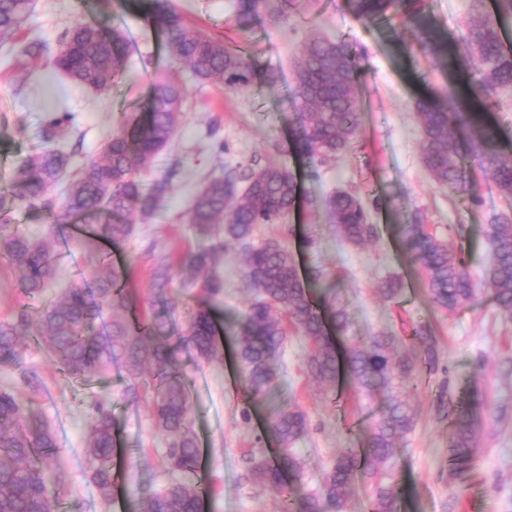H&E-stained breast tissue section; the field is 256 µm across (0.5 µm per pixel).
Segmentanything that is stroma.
Segmentation results:
<instances>
[{
    "label": "stroma",
    "instance_id": "35a3bbf8",
    "mask_svg": "<svg viewBox=\"0 0 512 512\" xmlns=\"http://www.w3.org/2000/svg\"><path fill=\"white\" fill-rule=\"evenodd\" d=\"M174 3L189 20L250 56L251 85L238 91L219 83L198 84L184 65L168 56L138 0H34L22 25L27 37L54 48L78 22L123 28L132 40L129 67L134 78L106 91L60 80L56 83L60 95L51 100L41 77L14 69L7 48H0V188L9 183L22 159L42 148L38 130L49 112L73 116L70 136L60 147L70 152V167L76 170L99 156L125 117L146 104L154 73L178 75L186 86L180 126L144 171L146 181L168 179L169 190L153 213L136 217L127 239L110 248L114 264L127 262L135 270L136 309L150 306L148 250L208 246V238L189 224L187 212L191 199L209 179L229 166L288 167L300 176V206L284 223L259 225L256 239L280 243L300 271L323 272L315 287L318 301L331 306L342 303L350 313L341 346L365 342L382 330L408 339L422 324L431 325L439 340V371L418 387L402 390L417 420L414 430L397 442L395 471L401 490L397 512H512V318L501 313L486 285L477 304L453 312L435 308L426 298L422 278L410 270L400 233L402 225L419 221L452 243L456 240L452 226L475 229L512 212V205L483 174L480 156L466 159L481 197L475 205L468 192L451 191L434 181L420 155L415 101L432 98L460 108L463 87L477 77L475 65L452 74L438 70L430 58L406 52L405 43L413 39L412 23L400 18L355 22L351 0H298L279 23L262 17L245 32L235 25L236 0ZM493 10V0H428L426 8L457 48L470 16ZM314 31L348 43L361 64L355 86L358 134L347 151L317 166L308 164L296 149L291 104L300 46ZM219 140L224 143L220 150L215 147ZM337 190L354 193L369 205L378 200V207L370 205L369 210L371 223L379 229L373 242L353 246L339 238L324 205L325 196ZM68 245L44 301L57 299L62 289L73 284L90 282L95 273L82 238L69 237ZM218 273L224 293L212 303L214 319L229 336L251 297L239 245L225 246ZM390 275L400 277L404 287L398 297L387 300L377 288ZM223 349L225 357L219 363L184 360L191 420L201 448L196 478L211 488L202 512H281L283 489L256 485L249 477L252 457L277 453V442L265 433L266 409L252 404L230 354L229 339ZM307 354L304 337L289 333L281 358L282 376L288 383L284 395L309 415V432L297 448L306 463V483L314 490L340 449L356 443L358 424L378 411L381 402L339 398L310 378ZM30 372L39 376L41 390L26 385L24 376ZM446 378L459 392L481 382L488 401L481 445L459 479L449 476L448 423L433 405ZM1 387L27 396L56 434L60 462L56 512H133L138 484L147 482L156 490L166 484V438L157 430L150 406L126 395L123 369L75 380L50 361L44 345L32 341L19 367L0 373ZM101 397L112 401L125 457L116 468L117 489L108 504L90 479L84 455L88 412Z\"/></svg>",
    "mask_w": 512,
    "mask_h": 512
}]
</instances>
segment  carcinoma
<instances>
[{
  "mask_svg": "<svg viewBox=\"0 0 512 512\" xmlns=\"http://www.w3.org/2000/svg\"><path fill=\"white\" fill-rule=\"evenodd\" d=\"M31 0H0V39L11 42L10 52L18 65L41 62L57 75L97 91L132 79L127 66L130 42L126 31H104L94 22L73 25L51 50L44 41L13 40L29 12ZM147 13L161 31L168 54L185 64L201 83L219 82L241 90L254 77L249 55L186 23L172 0H146ZM294 0H238L237 26L251 28L256 15L265 11L275 20L285 16ZM425 0H353L358 20L383 17L387 12L420 24L408 48L430 57L450 73L467 59L479 61V77L466 95L482 103L498 90L512 87V50L499 36L498 22L512 19V0H496V15H473L467 22L464 45L467 56L455 52L439 28L424 12ZM356 56L341 40L318 33L302 44L296 67L293 126L297 150L313 162H326L344 152L359 128L354 85ZM184 90L168 74L151 83L146 108L133 112L106 142L100 157L89 160L72 178L65 195H51L59 177L70 164V155L55 147L73 120L68 113L45 119L40 137L45 147L23 160L12 172L11 194L0 195V211L18 199L28 207L56 214V223L45 226L43 238L0 222V256L19 271L18 288L25 297L38 299L57 271L62 257L58 223L74 215L107 211L133 217L153 212L167 190L164 180L147 183L143 170L148 159L160 153L176 132L183 112ZM422 127V161L440 184L457 190L473 178L457 164L463 138L477 145L486 170L499 193L512 200V162L499 158L498 129L486 123L482 112L468 116L448 111L431 100L415 104ZM299 185L286 166L269 164L248 172L224 169V175L206 183L193 197L189 221L202 236L223 232V238L194 252L154 256L151 274L152 307L167 310V317L127 314L133 303L134 272L117 266L99 246L128 238L130 224H92L82 228L91 260L99 265L91 285L72 286L54 302L28 305L10 320L0 321V369L18 366L25 354L22 338L43 341L49 357L65 374L83 377L108 371L119 364L126 372V393L133 400L148 398L156 426L168 436L166 461L172 478L160 491L145 490L138 512H201L203 485L189 479L199 465L200 451L192 430L189 393L181 355L214 364L223 360L209 301L222 293L223 281L215 275L224 244L235 242L244 253L243 275L251 292L244 316L233 331L236 359L243 383L254 401L266 399L280 385V358L287 341V319L304 336L310 350L307 370L312 378L333 386L345 379L349 392L381 398L377 417L361 430V447L343 448L333 466L325 471L318 492L306 490L305 461L295 445L308 429L307 414L293 403H274L266 432L280 445L279 456L270 461L253 459L252 480L276 486L287 473L295 484L288 493L286 512H320V501L335 512H348V502L358 483L371 490L372 512H395L400 487L394 477L396 440L415 427L414 410L397 388L418 382L438 370L437 341L427 326L415 330L413 344L401 336L380 331L363 344L346 349L340 360L334 337L328 334L326 317L312 289L299 274L292 255L280 244L251 243L260 224H277L298 204ZM326 207L341 238L361 246L377 237L360 199L345 192L330 194ZM491 248L483 279L492 288L496 306L512 316V222L496 218L482 225ZM403 245L411 253L410 265L424 277L428 300L438 309L453 311L478 300L463 247L454 248L431 234L423 224L406 226ZM184 288L203 295L196 308L177 322L170 301L175 276ZM336 332L350 325L343 305L330 309ZM487 408L485 392L472 388L457 400L449 381L442 382L436 411L448 420L450 470L458 475L473 460L481 437L482 416ZM85 454L90 477L104 502L115 487L113 458L116 438L112 405L97 400L91 406ZM57 469L56 439L31 404L15 392L0 389V512H52L51 480Z\"/></svg>",
  "mask_w": 512,
  "mask_h": 512,
  "instance_id": "obj_1",
  "label": "carcinoma"
}]
</instances>
